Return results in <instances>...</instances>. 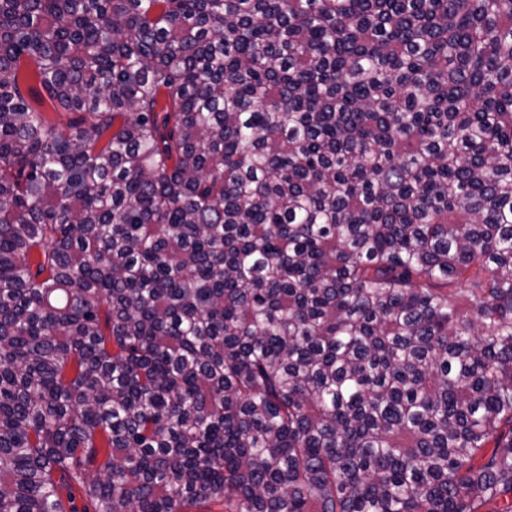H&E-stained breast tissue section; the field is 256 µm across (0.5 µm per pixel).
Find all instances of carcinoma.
Masks as SVG:
<instances>
[{"label":"carcinoma","mask_w":512,"mask_h":512,"mask_svg":"<svg viewBox=\"0 0 512 512\" xmlns=\"http://www.w3.org/2000/svg\"><path fill=\"white\" fill-rule=\"evenodd\" d=\"M508 496L512 0H0V512Z\"/></svg>","instance_id":"1"}]
</instances>
